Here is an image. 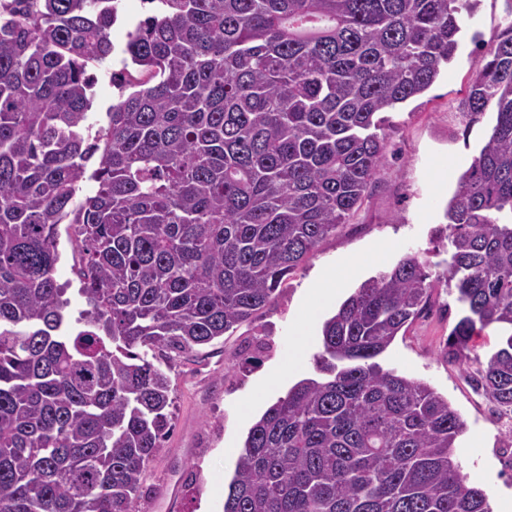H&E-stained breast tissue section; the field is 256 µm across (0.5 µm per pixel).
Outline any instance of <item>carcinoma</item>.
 I'll return each instance as SVG.
<instances>
[{
  "mask_svg": "<svg viewBox=\"0 0 512 512\" xmlns=\"http://www.w3.org/2000/svg\"><path fill=\"white\" fill-rule=\"evenodd\" d=\"M148 2L91 138L116 0H0V512H133L174 362L252 321L350 222L385 160L382 114L442 75L480 0ZM491 104L438 229L463 306L446 356L469 365L498 325L474 382L512 413V24L470 86L468 113ZM61 224L81 255L72 328ZM429 267L401 256L323 323L322 377L250 429L224 512H492L454 460L448 399L373 362L426 308ZM500 336V330L495 326H490L480 332L478 336L473 337L474 353L479 356L481 362H484L486 357L498 348Z\"/></svg>",
  "mask_w": 512,
  "mask_h": 512,
  "instance_id": "carcinoma-1",
  "label": "carcinoma"
}]
</instances>
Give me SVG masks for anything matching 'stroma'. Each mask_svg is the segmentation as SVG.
Returning <instances> with one entry per match:
<instances>
[{
	"label": "stroma",
	"instance_id": "35a3bbf8",
	"mask_svg": "<svg viewBox=\"0 0 512 512\" xmlns=\"http://www.w3.org/2000/svg\"><path fill=\"white\" fill-rule=\"evenodd\" d=\"M123 4L111 30L117 53L93 70L94 99L86 120L92 136L106 126L107 112L118 100L112 74L121 67L126 33L153 10L142 0ZM511 22L512 0H482L478 11L464 18L447 73L424 95L389 112L385 163L350 223L320 243L254 321L200 349L193 361L174 365L172 430L147 467L136 512H224L249 429L296 383L316 377L323 322L363 281L405 252L427 251L431 262H438L433 238L445 222V207L496 121L491 106L465 115L469 86L489 41ZM58 249L55 278L68 288L67 317L73 320L83 307L79 258L67 235H60ZM325 273L337 279L339 290L323 298L316 288ZM461 315L455 293L437 282L422 317L378 361L427 382L461 414L467 431L456 443V457L494 503L512 496V415L475 390L473 369L444 357Z\"/></svg>",
	"mask_w": 512,
	"mask_h": 512
}]
</instances>
